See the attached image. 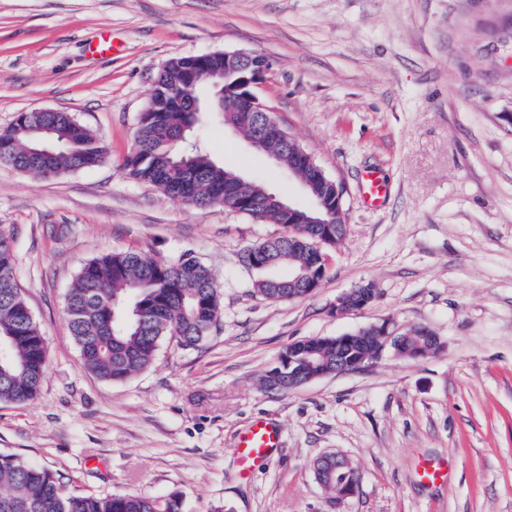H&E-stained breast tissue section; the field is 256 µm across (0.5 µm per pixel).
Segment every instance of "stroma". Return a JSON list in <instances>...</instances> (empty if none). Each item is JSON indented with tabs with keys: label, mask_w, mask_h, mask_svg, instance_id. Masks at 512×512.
I'll return each mask as SVG.
<instances>
[{
	"label": "stroma",
	"mask_w": 512,
	"mask_h": 512,
	"mask_svg": "<svg viewBox=\"0 0 512 512\" xmlns=\"http://www.w3.org/2000/svg\"><path fill=\"white\" fill-rule=\"evenodd\" d=\"M106 33L117 53L95 54ZM224 50L271 62L255 94L347 189L345 238L301 300L256 294L242 262L281 225L169 198L124 166L160 68ZM44 109L72 113L108 157L54 178L0 166V228L49 351L37 398L0 403V454L83 493L175 496L181 512H512V0H0V130ZM194 138L306 203L220 114ZM369 170L389 186L379 208L363 199ZM112 251L191 254L223 292L211 336L163 343L121 383L81 368L65 317L81 266ZM368 283L371 303L335 313ZM385 320L442 347L262 388L291 344ZM258 417L281 446L244 479L233 448ZM328 452L360 475L340 501L312 470ZM424 458L447 459V484L422 481Z\"/></svg>",
	"instance_id": "stroma-1"
}]
</instances>
